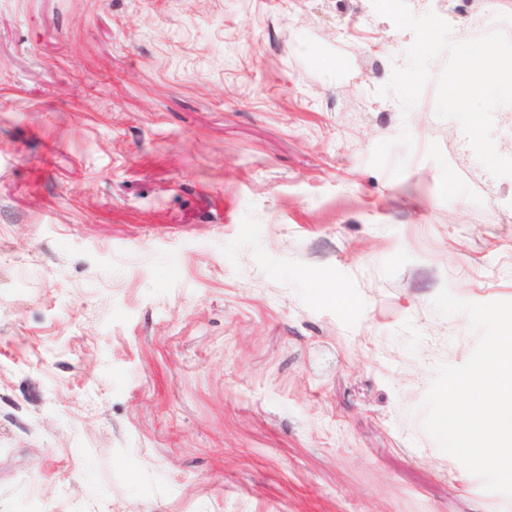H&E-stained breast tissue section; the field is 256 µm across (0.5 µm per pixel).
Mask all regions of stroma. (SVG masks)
<instances>
[{"label": "stroma", "mask_w": 512, "mask_h": 512, "mask_svg": "<svg viewBox=\"0 0 512 512\" xmlns=\"http://www.w3.org/2000/svg\"><path fill=\"white\" fill-rule=\"evenodd\" d=\"M467 39L512 0H407ZM372 0H0V512H512L422 428L512 177ZM408 128L401 175L371 166ZM336 281L344 302L318 290Z\"/></svg>", "instance_id": "stroma-1"}]
</instances>
